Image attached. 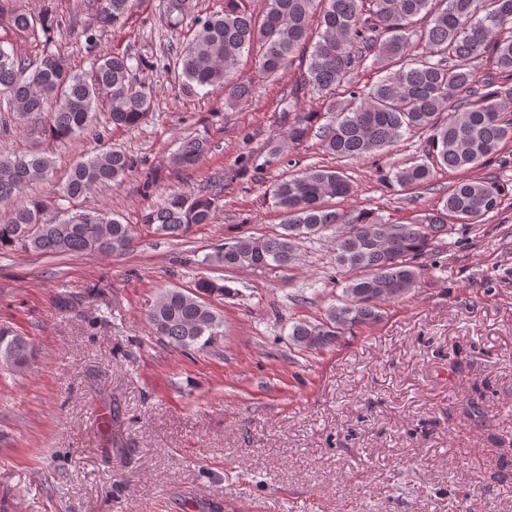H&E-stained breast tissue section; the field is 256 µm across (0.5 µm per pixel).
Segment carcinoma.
Wrapping results in <instances>:
<instances>
[{"mask_svg": "<svg viewBox=\"0 0 512 512\" xmlns=\"http://www.w3.org/2000/svg\"><path fill=\"white\" fill-rule=\"evenodd\" d=\"M94 21L83 31L85 43L97 44V31L122 23L133 0H92ZM266 0L258 17L248 0H224L220 11L192 18L193 37L184 49L163 59L125 54L99 55L90 70L75 73L68 55L47 51L33 60L0 47V98L7 111L25 121L47 116L51 137L60 144L76 142L107 112L108 122L136 128L151 110L153 86L135 71L162 68L173 72L178 92L223 91L229 110L250 97V87L235 80L244 54L257 52L256 73L275 81L294 56L305 59L302 79L290 89L293 105L282 109L288 120L276 135L264 164L281 160L290 146L308 139L318 113L302 112L300 94L329 93L324 109L333 120L323 127L326 153L345 161L362 159L392 146L404 133L427 134L424 159L393 172L389 182L403 188L431 182L434 170L469 171L495 158L512 140V0ZM167 15L178 25L191 13L190 0H167ZM8 22L20 37L50 34L60 20L53 8L39 17L13 11ZM427 20L414 29L415 18ZM318 39L310 42L312 22ZM489 59L491 73L481 91L475 62ZM385 73L369 87L353 88L339 100L336 89L351 83V74L365 64ZM207 142L187 139L174 155L179 168L194 166ZM125 151L110 148L79 160L59 195L77 200L96 186L121 183L136 168ZM53 161L43 153L0 158V203H11L9 221L0 224V250L20 248L41 255H110L131 248L138 231L104 208L71 209L54 219L45 207L22 195L30 184L46 179ZM354 192L342 169L307 166L272 183L265 195L282 214L281 232L271 236L243 235L224 243L203 259L232 269H270L296 260L299 241L325 231L334 233L336 264L348 276L338 304L323 321L297 323L292 340L302 350L333 345L347 330L370 325L382 317L383 306L407 295L429 270L425 257L442 236L461 224H479L495 212L508 194L507 185L490 177H472L448 188L442 206L408 224L384 222L368 209L341 214L325 206L326 198ZM213 192L163 191L141 217V226L179 238L196 224L213 222L218 209ZM231 296L236 289L200 278L194 289L162 292L147 313L153 333L181 349H203L223 335V320L204 297ZM31 356L27 337L0 327V364L21 367Z\"/></svg>", "mask_w": 512, "mask_h": 512, "instance_id": "carcinoma-1", "label": "carcinoma"}]
</instances>
